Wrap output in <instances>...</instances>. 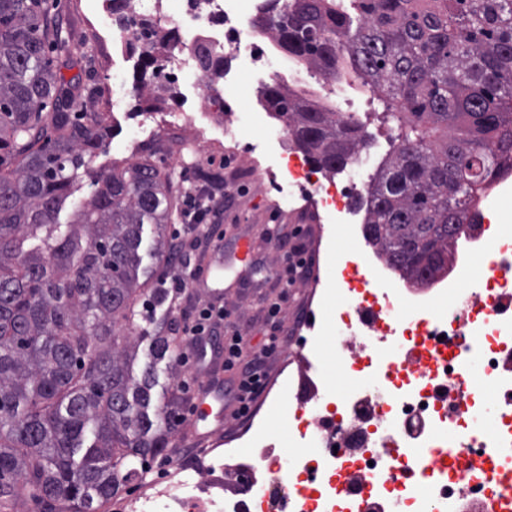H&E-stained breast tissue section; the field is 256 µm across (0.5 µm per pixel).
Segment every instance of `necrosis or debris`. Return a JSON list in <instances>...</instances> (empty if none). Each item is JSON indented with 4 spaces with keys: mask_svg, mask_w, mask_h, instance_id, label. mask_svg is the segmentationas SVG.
Here are the masks:
<instances>
[{
    "mask_svg": "<svg viewBox=\"0 0 512 512\" xmlns=\"http://www.w3.org/2000/svg\"><path fill=\"white\" fill-rule=\"evenodd\" d=\"M174 7L181 42L165 65L171 80L195 67L201 47L227 57L244 45L249 66L266 64L252 24L260 12L258 0H128L107 26L113 50L129 54L142 28L162 30ZM286 169L289 183L311 203L312 223L336 225L356 243L326 259L303 285L320 290L327 300L354 297L353 307L336 310V351L348 355L353 381L372 390L340 396L327 389L305 409L299 443L319 448V466H309L304 455L282 462L260 438L249 451L251 480L228 496L211 481L200 455L188 452L177 461L175 477L149 493L122 499L123 512H334V501L346 488L327 485L325 466L347 456L353 466L378 469L400 443L447 444L449 428L468 426L464 416L448 414L457 400L442 391L452 374L476 363L494 376L497 362L512 353V226L491 221L493 205L512 195V170L475 194L477 228L459 233L447 272L417 284L402 278L376 250L360 249L363 228L350 209L358 181L337 178L293 152ZM476 262L483 270L481 286L468 294L459 285ZM447 297L451 305L441 307ZM395 337L414 348L417 362L399 358L391 344Z\"/></svg>",
    "mask_w": 512,
    "mask_h": 512,
    "instance_id": "1",
    "label": "necrosis or debris"
}]
</instances>
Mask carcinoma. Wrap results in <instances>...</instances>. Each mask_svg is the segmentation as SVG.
<instances>
[{
	"mask_svg": "<svg viewBox=\"0 0 512 512\" xmlns=\"http://www.w3.org/2000/svg\"><path fill=\"white\" fill-rule=\"evenodd\" d=\"M255 27L327 78L349 65L383 103L398 146L367 192L366 239L408 280L441 271L473 226L475 191L512 167V0H263ZM142 40L136 92L157 109L159 59L181 34ZM52 55L72 56L56 0H0V512L24 493L43 512H106L181 424L176 324L141 307L168 299L143 251L148 224L149 255L170 251L173 182L148 159L92 168L111 126ZM198 64L224 71L203 48ZM265 103L319 168L341 170L366 145L355 119L278 84ZM85 177L90 200L57 223ZM140 321L156 329L136 371ZM162 362L172 383L159 397Z\"/></svg>",
	"mask_w": 512,
	"mask_h": 512,
	"instance_id": "cac0c4a2",
	"label": "carcinoma"
}]
</instances>
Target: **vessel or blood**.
Instances as JSON below:
<instances>
[{"mask_svg": "<svg viewBox=\"0 0 512 512\" xmlns=\"http://www.w3.org/2000/svg\"><path fill=\"white\" fill-rule=\"evenodd\" d=\"M451 384L457 397L465 401L463 414L478 417L483 400L470 371H459ZM480 436L478 428L472 426L456 430L446 448H427L421 452L413 448L395 449L385 472L380 475L366 477L351 470L340 472L341 481L368 487L367 497L352 502L351 512H396L384 493V487L387 483L401 481L407 468L420 472L427 486L425 493L414 499L415 512H461L458 500H441L436 495L437 488L450 479L463 487L472 482L492 484L494 493L491 499L470 503V512H512V445L496 440L486 444L478 458L472 459L463 454L462 444Z\"/></svg>", "mask_w": 512, "mask_h": 512, "instance_id": "vessel-or-blood-1", "label": "vessel or blood"}]
</instances>
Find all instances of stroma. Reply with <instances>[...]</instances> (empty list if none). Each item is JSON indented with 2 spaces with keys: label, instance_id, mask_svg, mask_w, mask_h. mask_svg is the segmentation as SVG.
<instances>
[{
  "label": "stroma",
  "instance_id": "stroma-1",
  "mask_svg": "<svg viewBox=\"0 0 512 512\" xmlns=\"http://www.w3.org/2000/svg\"><path fill=\"white\" fill-rule=\"evenodd\" d=\"M104 13L100 4L95 9H88L87 0H60V20L73 40L72 60L63 73L68 78L89 73L92 109L107 115L112 125V142L106 152L94 157L93 168L108 171L143 158L151 159L165 169L174 168L175 208L179 211L184 210L189 192L212 187L214 178H223L226 163L232 162L235 155H242L258 174V183L248 187L225 181L224 191L232 195L233 201L224 211L223 241L202 238L192 243L178 239L174 232L181 229L182 219H175L168 225L167 230L172 234L171 250L178 254V264L208 268L210 281L209 287L187 289L174 316L177 324H184L196 305L212 299L214 290L225 283H232L233 289L226 300L230 311L226 323L240 331L246 353L252 356L260 353L270 330L265 316L268 304L280 301L278 334L282 343L274 353L266 356L268 392L257 396L255 406L260 411V420L269 423L270 442L275 453L288 458L298 451L295 443L297 424L292 416L298 402L314 392L311 374L307 372L303 358L295 354L302 333L291 320L303 316L312 307V294L300 285L283 292L267 284L260 288H239L233 284L242 269L241 243L250 244L253 262L273 268L279 263L281 239L291 236L295 227L303 229L301 243H308L317 235L316 225L304 222L307 204L289 187L280 162L282 150L277 136L282 123L275 119L266 131L243 132L232 146L225 142L223 135L212 133L207 144L200 146L194 142L189 127L153 121L152 111L140 108L137 95L132 91L138 76L136 65L122 56L113 55L111 42L102 41L96 35ZM87 50L92 52V59H84L83 53ZM239 67L236 60L224 63L225 81L242 80L247 84L246 94L239 100L240 108L263 109L265 88L273 84L290 86L293 74L297 73L306 81V98L322 102L333 111L354 114L363 122L371 139L370 151L376 160H383L389 153L390 126L380 116L383 105L370 96L355 74L346 73L338 81L325 78L274 45L269 48L266 67L252 69L247 74L241 73ZM117 74L123 77L130 92L116 102L112 99V78ZM197 78V73L193 72L174 85L166 105L168 112L190 113L203 109L223 114L224 106L219 101L208 102L201 98ZM146 133L154 140V147L141 146L140 140ZM178 264L156 265L158 276L174 275Z\"/></svg>",
  "mask_w": 512,
  "mask_h": 512
}]
</instances>
